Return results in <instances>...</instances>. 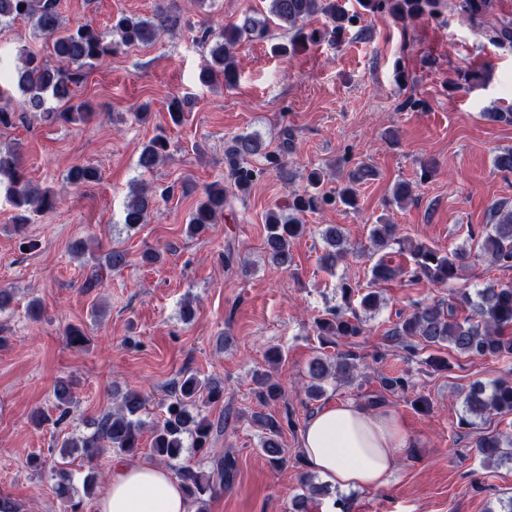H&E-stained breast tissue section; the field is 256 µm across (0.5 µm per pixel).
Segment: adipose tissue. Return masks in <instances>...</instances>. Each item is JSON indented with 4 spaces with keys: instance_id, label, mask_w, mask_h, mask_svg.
I'll return each instance as SVG.
<instances>
[{
    "instance_id": "adipose-tissue-1",
    "label": "adipose tissue",
    "mask_w": 512,
    "mask_h": 512,
    "mask_svg": "<svg viewBox=\"0 0 512 512\" xmlns=\"http://www.w3.org/2000/svg\"><path fill=\"white\" fill-rule=\"evenodd\" d=\"M308 467L330 487L380 489L414 446L399 419L346 401L317 411L300 436ZM97 512H189L179 481L153 464L114 462Z\"/></svg>"
}]
</instances>
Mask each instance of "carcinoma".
I'll return each mask as SVG.
<instances>
[{"instance_id":"cac0c4a2","label":"carcinoma","mask_w":512,"mask_h":512,"mask_svg":"<svg viewBox=\"0 0 512 512\" xmlns=\"http://www.w3.org/2000/svg\"><path fill=\"white\" fill-rule=\"evenodd\" d=\"M266 15L255 10L245 13L239 22L224 26L219 33L202 31L199 41L213 42L209 49L210 64L199 74L204 86L223 83L230 88L237 82V69L233 60V49L245 37H265L271 19L288 27L291 37L286 44L275 46L281 56H291L298 50L319 45L324 41H340L357 15L350 12L343 0H266ZM60 0H0V25L9 24L18 18L31 22L37 35L52 41L51 56L55 63L26 49L19 50L20 67L16 76L6 70L0 61V127L14 126L16 112H34L49 123L73 122L91 116L84 103H73L75 88L83 84L87 71L96 63L117 53L124 47L154 43L163 35L175 36L182 29L181 15L160 4L154 17L145 19L122 14L112 19L109 30L102 31L89 22L64 26L59 11ZM362 10L370 13H387L393 19L405 22L423 16L441 13L446 7L444 0H358ZM494 0H458L455 7L477 20L490 15ZM318 15L328 23L322 28L308 29L309 21ZM492 42L512 45V26L490 25L485 28ZM18 88L24 99L13 101L11 90ZM191 104L186 97H168L167 112L174 124H179L184 112ZM292 133L284 132V138L275 150H267L260 136L255 133L235 135L224 142L225 174L234 191L224 188V183L208 185L186 225V234L198 237L219 220L224 212L233 210L232 197L248 194L256 181L268 171L286 173L285 165L292 152ZM170 143L163 134L152 137L142 147L137 165L144 172L154 170L169 155ZM260 159L262 163L253 164ZM376 176L368 164L355 167L347 180L324 191L327 173L314 168L308 172V189L295 194L288 204L270 210L265 217L263 253L270 263L288 267L292 256L290 244L305 231L302 217L315 213L327 205H341L356 211L359 208L357 186ZM67 181L80 187L99 180L98 169L88 165L72 167ZM17 210L16 221L27 224L33 214L50 212L56 208L54 195L33 188L25 178L23 168L15 153L0 151V190ZM172 188L142 187L133 194L124 208L123 224L134 229L148 222L154 202L170 196ZM413 199V186L402 180L393 186L388 205L402 206ZM326 247L320 258L321 264L331 270L343 262L350 253L343 227L331 224L321 231ZM490 264L503 269L512 268V209L504 203L491 206V223L483 225L481 231L469 234ZM369 241L377 251L392 245L409 254L411 266L408 271L391 266L380 260L371 268L374 282L392 281L403 274L415 280H425L432 285L446 286L461 276L469 266L471 251L465 248L448 250L422 242H412L396 234V225L383 222L371 225ZM127 263L126 253L111 249L95 258L84 288L91 291L100 286L102 273L117 270ZM342 303L325 312L315 321V331L321 342L334 344L338 339L350 340L365 332V320L360 313L372 314L380 307V297L374 291L360 296L359 309L351 307L355 295L352 283L342 281L339 285ZM469 313L461 317L459 309ZM388 345L401 348L414 355L419 350L446 348L457 354L478 357H493L503 362L512 361V283L488 281L476 296L463 290L448 305L442 302L419 301L413 310L397 321L385 335ZM360 356L354 351L340 352L334 357L314 358L308 365L306 395L311 401L320 400L325 394L324 383L329 380L351 382L359 368ZM383 388L393 394H407L412 389L411 376L403 372L385 377ZM253 396L262 407L274 406L284 398V388L268 371L254 375ZM464 415L460 424L476 427L491 416L512 414V379H500L486 386L480 382L471 384L467 391L460 392ZM55 408L59 412L56 422L70 414L77 397L72 383L61 379L54 388ZM224 398V388L216 381L202 379L190 369H185L172 382L169 399L164 407V418L153 432L152 448L165 463L173 467L176 478L184 487L189 502L196 512H207V504L217 490L230 484L236 475V460L226 453L214 461L213 468L206 471L193 464L181 462L185 442H190L194 453L202 457L210 454L213 430L221 424L211 422L203 414L202 403H216ZM147 398L137 391H127L116 409L104 413L97 419L94 431L89 435H72L60 444L59 461L54 463L56 479L54 493L65 505V512H83V500L75 499L70 492L72 482L68 469V458L75 454L91 462L103 452L110 450L123 458H134L141 450L142 422L140 414L145 409ZM254 421L262 431L260 451L268 463L275 467L288 464V450L282 442L284 430L294 427L293 420L258 412ZM477 453L484 466L512 462V434L490 432L476 441ZM308 494L297 498L292 512H309V501L318 495L327 494L323 485L313 482V477L303 480Z\"/></svg>"}]
</instances>
